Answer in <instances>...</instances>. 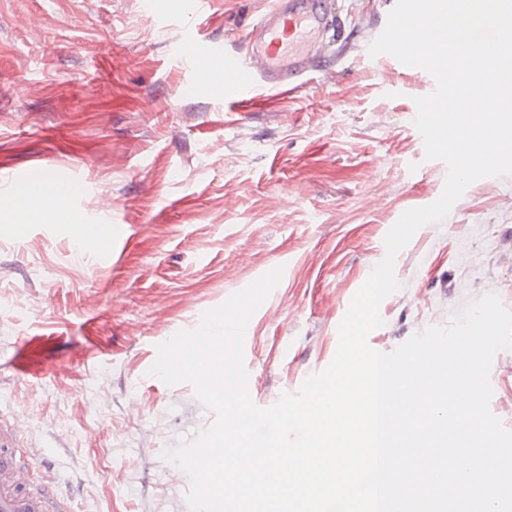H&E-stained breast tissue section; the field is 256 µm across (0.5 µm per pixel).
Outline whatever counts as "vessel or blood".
<instances>
[{
  "label": "vessel or blood",
  "mask_w": 512,
  "mask_h": 512,
  "mask_svg": "<svg viewBox=\"0 0 512 512\" xmlns=\"http://www.w3.org/2000/svg\"><path fill=\"white\" fill-rule=\"evenodd\" d=\"M336 25L330 0H274L271 11L253 23L240 50L216 56L190 35L180 43L179 54L194 69L198 84H205L208 73H223L231 89L227 109H256L300 91ZM20 441L19 429L0 419V512H74L72 494L21 452Z\"/></svg>",
  "instance_id": "1"
}]
</instances>
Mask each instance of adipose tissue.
Segmentation results:
<instances>
[{
  "label": "adipose tissue",
  "instance_id": "adipose-tissue-1",
  "mask_svg": "<svg viewBox=\"0 0 512 512\" xmlns=\"http://www.w3.org/2000/svg\"><path fill=\"white\" fill-rule=\"evenodd\" d=\"M51 205L57 216L65 223L78 225L80 241L99 240L97 225L85 223L83 217L72 210L67 188L54 181H43L39 186L27 187L21 191L0 197V226L20 230L27 213L38 212L41 205Z\"/></svg>",
  "mask_w": 512,
  "mask_h": 512
}]
</instances>
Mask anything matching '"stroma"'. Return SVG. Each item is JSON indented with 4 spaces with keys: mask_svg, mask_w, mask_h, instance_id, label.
I'll return each instance as SVG.
<instances>
[{
    "mask_svg": "<svg viewBox=\"0 0 512 512\" xmlns=\"http://www.w3.org/2000/svg\"><path fill=\"white\" fill-rule=\"evenodd\" d=\"M273 3L208 0L199 38L242 39ZM395 3L336 0L341 34L299 95L229 112L178 58L189 17L145 0H0V173H82L78 212L131 236L108 264L71 224L0 236V413L76 512H189V478L163 454L215 414L192 385L151 375L157 345L283 267L247 324L244 366L257 407L299 393L332 362L387 232L442 194L448 166L414 124L427 79L369 53ZM395 275L368 336L379 352L489 293L512 311V174L473 182L419 228ZM24 342L32 375L13 369ZM490 383L491 412L512 424V350Z\"/></svg>",
    "mask_w": 512,
    "mask_h": 512,
    "instance_id": "35a3bbf8",
    "label": "stroma"
}]
</instances>
